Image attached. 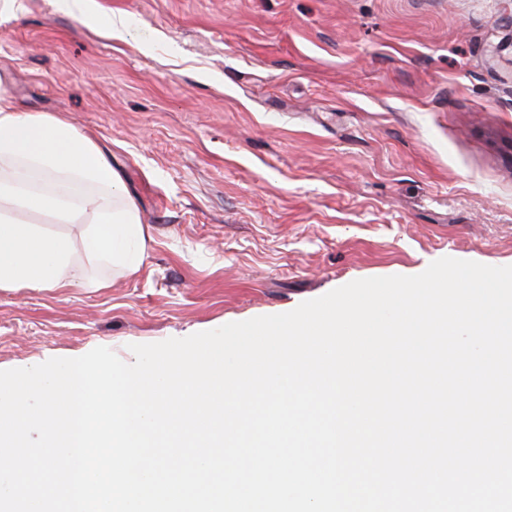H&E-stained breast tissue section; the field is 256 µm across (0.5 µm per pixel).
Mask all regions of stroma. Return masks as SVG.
<instances>
[{
  "label": "stroma",
  "mask_w": 512,
  "mask_h": 512,
  "mask_svg": "<svg viewBox=\"0 0 512 512\" xmlns=\"http://www.w3.org/2000/svg\"><path fill=\"white\" fill-rule=\"evenodd\" d=\"M98 2L0 0V79L109 147L151 239L108 287L1 293L0 370L512 265V0ZM56 4L61 11L82 21L91 20L98 8L97 0H57Z\"/></svg>",
  "instance_id": "35a3bbf8"
}]
</instances>
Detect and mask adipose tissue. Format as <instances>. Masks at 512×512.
<instances>
[{"instance_id":"obj_1","label":"adipose tissue","mask_w":512,"mask_h":512,"mask_svg":"<svg viewBox=\"0 0 512 512\" xmlns=\"http://www.w3.org/2000/svg\"><path fill=\"white\" fill-rule=\"evenodd\" d=\"M147 240L108 150L0 85V292L106 287L104 270L141 268Z\"/></svg>"}]
</instances>
